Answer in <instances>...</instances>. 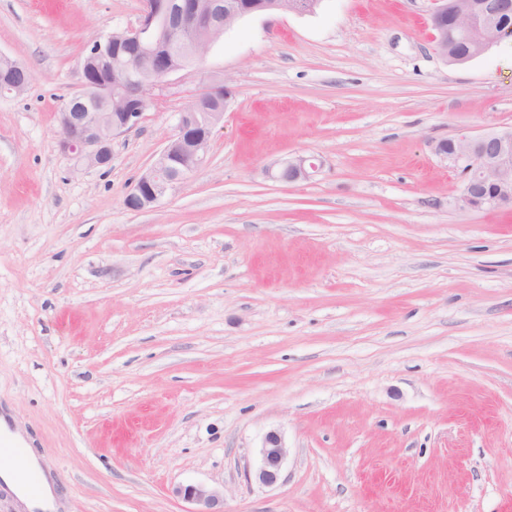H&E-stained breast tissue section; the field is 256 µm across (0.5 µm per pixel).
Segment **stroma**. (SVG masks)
<instances>
[{"mask_svg": "<svg viewBox=\"0 0 512 512\" xmlns=\"http://www.w3.org/2000/svg\"><path fill=\"white\" fill-rule=\"evenodd\" d=\"M140 0H0V412L60 512H512V210L470 209L437 141L512 126L500 41L457 64L431 0L240 21L182 96L78 168L57 114ZM233 98L204 165L124 200L184 94ZM295 155L307 180L268 177ZM279 481H255L267 432ZM183 500L196 505L191 512H224V493L203 485L189 484L175 490Z\"/></svg>", "mask_w": 512, "mask_h": 512, "instance_id": "35a3bbf8", "label": "stroma"}]
</instances>
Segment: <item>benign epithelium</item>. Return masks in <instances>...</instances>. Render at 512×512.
Instances as JSON below:
<instances>
[{"mask_svg":"<svg viewBox=\"0 0 512 512\" xmlns=\"http://www.w3.org/2000/svg\"><path fill=\"white\" fill-rule=\"evenodd\" d=\"M309 0H141L140 18L134 27L110 33L91 46L80 65L81 86L57 113L58 145L87 167L112 163V142L137 128L156 91L165 79L187 69L181 56L187 50L193 64L201 63L211 46L239 20L262 13H311ZM436 50L448 56V29L463 36L469 57L483 55L500 42L501 29L512 24V0H462L458 11L448 14L446 0H436L430 15ZM121 60L115 71L93 67L100 54ZM0 91L20 93L25 86L8 77L18 63L0 53ZM204 94L175 113L173 133L156 160L137 179L125 198L133 211L159 204L206 161L211 136L223 122L224 111H202ZM434 152L449 161L461 179L457 203L466 208H512V127L438 141ZM317 166L304 156L290 157L267 170L276 181L295 182L311 176ZM286 457L281 434L269 431L260 448L254 478L264 486L277 483ZM196 505L193 512H224V494L203 485L189 484L175 490Z\"/></svg>","mask_w":512,"mask_h":512,"instance_id":"obj_1","label":"benign epithelium"}]
</instances>
